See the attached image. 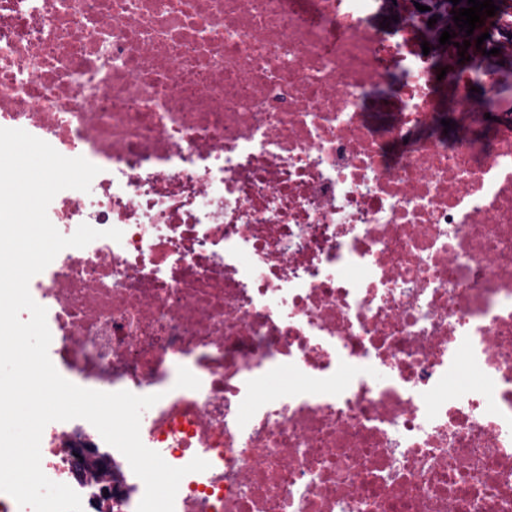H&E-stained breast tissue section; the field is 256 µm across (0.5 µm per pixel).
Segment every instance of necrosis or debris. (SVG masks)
I'll use <instances>...</instances> for the list:
<instances>
[{
  "label": "necrosis or debris",
  "mask_w": 512,
  "mask_h": 512,
  "mask_svg": "<svg viewBox=\"0 0 512 512\" xmlns=\"http://www.w3.org/2000/svg\"><path fill=\"white\" fill-rule=\"evenodd\" d=\"M380 3L0 0V128L99 167L50 203L62 235L123 233L31 279L50 359L158 395L143 444L209 463L174 512H512V87L452 72L463 130L440 134L422 19L380 30ZM83 437L137 512L85 420L45 427L46 476L98 512Z\"/></svg>",
  "instance_id": "obj_1"
}]
</instances>
